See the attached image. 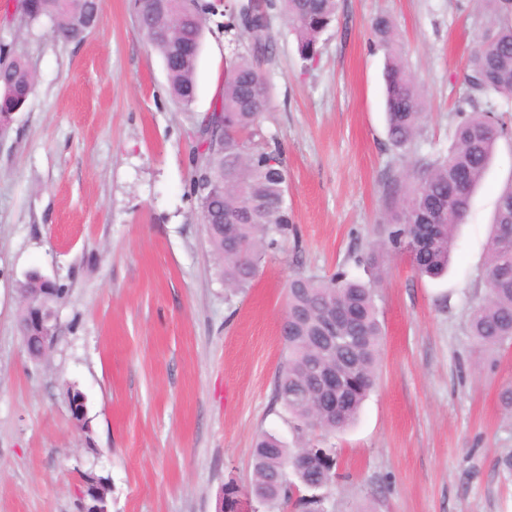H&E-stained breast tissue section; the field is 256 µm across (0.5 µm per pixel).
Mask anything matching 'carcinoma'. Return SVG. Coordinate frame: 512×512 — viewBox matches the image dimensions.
<instances>
[{
  "label": "carcinoma",
  "instance_id": "obj_1",
  "mask_svg": "<svg viewBox=\"0 0 512 512\" xmlns=\"http://www.w3.org/2000/svg\"><path fill=\"white\" fill-rule=\"evenodd\" d=\"M337 0H281L288 25L298 40L301 59L318 56V39L336 18ZM490 28L469 53L463 73L464 107L459 109L448 155L424 167L406 169L389 185L392 206L382 217L383 245L410 257L419 276L438 278L448 270L456 246V228L464 223L476 186L483 179L497 142L512 139V117L493 98L512 101V0H478ZM272 0H257L251 10L229 9L225 28L251 39V53L228 61L220 104L204 116L189 155V194L197 202L219 275L232 290L256 278L266 253L293 231L281 187L288 171L280 142L266 140L261 121L268 104V80L259 61L272 54L261 24ZM139 28L161 55L169 93L187 107L197 95V66L206 16L217 6L204 0H134ZM98 14L96 0H27L24 23L49 19L64 39L79 42ZM372 32L386 51L385 112L392 145L408 149L420 136L426 117L418 85L406 70L396 30L386 16ZM35 76L22 58L0 47V132L8 134L14 115L33 91ZM512 226V184L501 192L485 268V296L472 307L468 329L476 345L491 350L512 342V242L503 240ZM380 280L350 279L339 269L328 279L301 274L288 281L287 313L281 327L284 361L273 399L302 427L342 431L351 426L375 389L384 336L377 306ZM22 299L20 333L39 353V332L29 328V306L63 300V288L33 277L18 281ZM339 314L338 338L324 323ZM336 371L339 385H324L323 370ZM251 492L264 503L288 502L294 490L328 485L336 458L328 448H290L272 434L260 435L252 448Z\"/></svg>",
  "mask_w": 512,
  "mask_h": 512
}]
</instances>
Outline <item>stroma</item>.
I'll return each instance as SVG.
<instances>
[{
  "label": "stroma",
  "mask_w": 512,
  "mask_h": 512,
  "mask_svg": "<svg viewBox=\"0 0 512 512\" xmlns=\"http://www.w3.org/2000/svg\"><path fill=\"white\" fill-rule=\"evenodd\" d=\"M0 0V41L36 83L0 140V512H80V474L108 482L110 512H217L224 486L248 488L261 432L336 452L323 512H512V345L477 351L467 313L484 293L490 224L512 181V140L459 225L447 274L417 277L382 244L391 180L447 154L468 51L487 28L476 0H339L303 62L280 6L262 119L285 150L297 229L245 289L225 288L196 204L188 154L219 104L226 59L251 42L210 17L197 96L177 104L132 0H100L82 42L25 25ZM396 24L427 117L410 152L387 136L385 52L371 25ZM37 268L61 285L56 342L42 359L18 330L16 285ZM381 276L379 382L346 431H297L273 399L286 289L297 273ZM87 399L88 428L69 409Z\"/></svg>",
  "instance_id": "stroma-1"
}]
</instances>
